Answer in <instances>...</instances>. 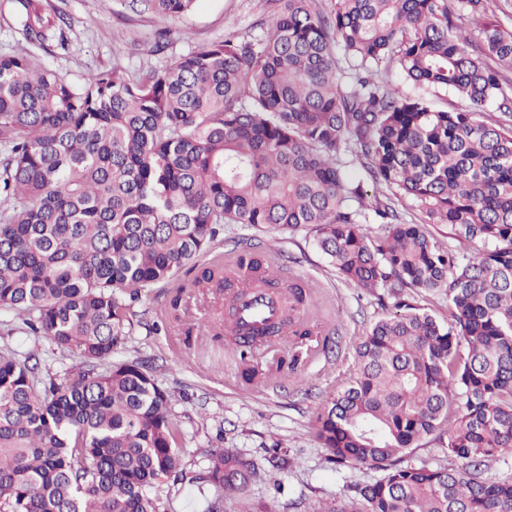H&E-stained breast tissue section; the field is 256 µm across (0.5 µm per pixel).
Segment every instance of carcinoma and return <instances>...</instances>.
<instances>
[{"instance_id": "obj_1", "label": "carcinoma", "mask_w": 512, "mask_h": 512, "mask_svg": "<svg viewBox=\"0 0 512 512\" xmlns=\"http://www.w3.org/2000/svg\"><path fill=\"white\" fill-rule=\"evenodd\" d=\"M13 2L25 41L62 30L43 0ZM267 2L266 32L137 78L114 66L72 83L28 52L0 55V309L78 359L57 383L35 354L0 350V512H165L183 433L155 376L112 353L131 334L126 297L176 279L226 224L308 229L339 277L395 299L314 419L331 460L384 475L323 512H512V476L486 472L512 451V28L490 0ZM130 3L178 22L196 0ZM392 70L467 106L404 96ZM441 224L457 245L433 235ZM195 270L173 311L187 287L232 290L226 320L248 281L282 300L225 331L242 382L262 378L256 344L319 334L314 292L280 287L268 252ZM441 293L445 320L427 307ZM428 436L460 465H400ZM267 463L219 449L195 479L243 494L288 469Z\"/></svg>"}]
</instances>
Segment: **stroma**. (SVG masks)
Masks as SVG:
<instances>
[{
    "label": "stroma",
    "mask_w": 512,
    "mask_h": 512,
    "mask_svg": "<svg viewBox=\"0 0 512 512\" xmlns=\"http://www.w3.org/2000/svg\"><path fill=\"white\" fill-rule=\"evenodd\" d=\"M128 3L45 0L46 7L62 10L72 24L65 48L46 51L36 46L33 54L70 82L115 65L133 75L168 63L197 44L223 39L228 31L250 38L258 34L259 22L273 18L267 0H198L178 24L135 13ZM162 34L168 47L158 54L154 45ZM250 244L274 248L278 264L290 276L312 285L319 305L315 315L326 319L331 347L300 355L296 372L284 370L261 385L247 386L223 344L207 336L185 337L169 307L174 286L142 294L132 308L133 332L112 359L142 362L171 396L172 412L184 434L185 469L163 486L166 512H207L210 502L218 499L224 512H319L351 484L382 476L366 465L336 466L314 434L313 417L322 396L347 378L357 338L392 312V299L383 289L370 291L344 282L328 266L312 235L303 232L228 224L215 251L224 255ZM3 349L36 353L45 376L63 374L74 363L45 339L25 334L13 313L0 311ZM217 449L250 455L260 464L275 451L288 457L290 467L280 486L259 482L244 495L222 499L212 485L194 480L207 455Z\"/></svg>",
    "instance_id": "1"
}]
</instances>
